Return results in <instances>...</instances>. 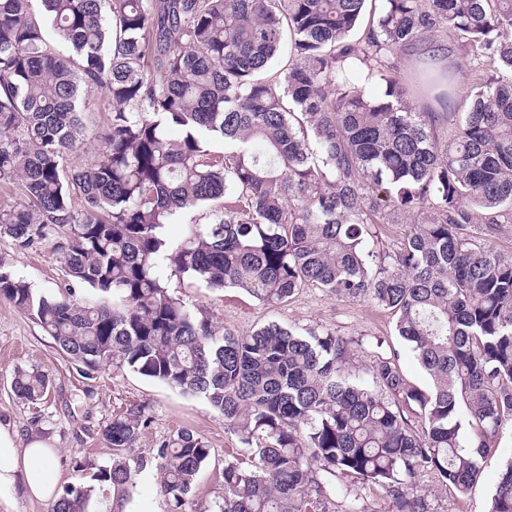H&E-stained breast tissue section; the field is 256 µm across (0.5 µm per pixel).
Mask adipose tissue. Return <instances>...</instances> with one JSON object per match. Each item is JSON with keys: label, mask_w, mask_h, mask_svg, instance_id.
<instances>
[{"label": "adipose tissue", "mask_w": 512, "mask_h": 512, "mask_svg": "<svg viewBox=\"0 0 512 512\" xmlns=\"http://www.w3.org/2000/svg\"><path fill=\"white\" fill-rule=\"evenodd\" d=\"M55 455L54 448L41 439L19 445L14 431L0 424V496L13 491L21 481L34 498H51L57 485L53 472Z\"/></svg>", "instance_id": "ef3b65f1"}]
</instances>
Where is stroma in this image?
I'll return each instance as SVG.
<instances>
[{"label":"stroma","mask_w":512,"mask_h":512,"mask_svg":"<svg viewBox=\"0 0 512 512\" xmlns=\"http://www.w3.org/2000/svg\"><path fill=\"white\" fill-rule=\"evenodd\" d=\"M67 244L66 228L52 225L44 239L25 250L17 249L10 238H0V256L34 290L56 295L66 281L62 250ZM170 287L225 329L245 334L261 324L276 321L329 330L356 342L355 363L359 372L367 371L375 349L379 348L386 354L397 355L410 382L421 387L427 384L425 373L394 331L395 316L372 303L352 302L307 288L288 305L274 309L241 289H206L179 273L171 274ZM31 366L48 370L52 380L47 397L38 404L16 399L11 388L17 368ZM137 404L145 407L150 423L133 448V457L150 458L160 443L176 431L191 430L203 436L212 449L194 501L204 505L221 495L224 459L235 452L239 443L225 429L223 418L207 403L125 370L81 372L27 314L0 298V423L8 424L20 443L38 438L55 448L58 484L72 481L74 461L86 460L98 466L110 462L112 450L102 438L101 429L113 414ZM492 455L483 480L467 494L449 491L432 496L434 512H488L498 480L499 461L511 456L512 450L496 448Z\"/></svg>","instance_id":"obj_1"}]
</instances>
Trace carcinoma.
Instances as JSON below:
<instances>
[{"instance_id":"1","label":"carcinoma","mask_w":512,"mask_h":512,"mask_svg":"<svg viewBox=\"0 0 512 512\" xmlns=\"http://www.w3.org/2000/svg\"><path fill=\"white\" fill-rule=\"evenodd\" d=\"M40 2L37 18L29 0H0V187L21 194L0 208V238L26 249L68 228L65 273L88 293L37 294L0 257V298L81 371L127 369L224 418L247 460H224L223 492L200 512H366L357 483L395 512H433L423 478L471 490L489 449L512 447V258L466 233L512 224V78L497 77L512 72V0ZM440 35L465 40L480 66L430 56L418 111L391 58ZM353 59L376 89L358 86ZM98 93L111 118L91 137L81 105ZM91 138L99 158L66 166ZM210 205L188 241L165 237L179 212ZM392 217L411 224L388 255L370 243ZM169 266L274 308L314 286L391 309L428 385L379 352L361 377L352 342L329 331H227L172 293ZM49 385L38 367L14 374L31 404ZM147 425L137 406L108 419L111 462L88 482L75 464L51 512H126ZM210 457L188 430L157 448L171 512H186ZM489 512H512V456Z\"/></svg>"}]
</instances>
